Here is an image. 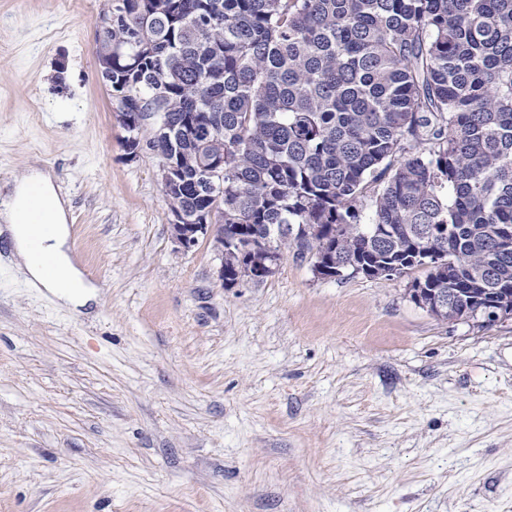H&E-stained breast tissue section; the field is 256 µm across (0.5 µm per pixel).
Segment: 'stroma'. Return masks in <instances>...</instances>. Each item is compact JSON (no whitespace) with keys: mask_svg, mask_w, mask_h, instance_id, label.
<instances>
[{"mask_svg":"<svg viewBox=\"0 0 512 512\" xmlns=\"http://www.w3.org/2000/svg\"><path fill=\"white\" fill-rule=\"evenodd\" d=\"M104 0H0V181L51 167L89 313L0 241V512H512V319L288 248L223 286L101 79Z\"/></svg>","mask_w":512,"mask_h":512,"instance_id":"obj_1","label":"stroma"}]
</instances>
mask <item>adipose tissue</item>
<instances>
[{"mask_svg": "<svg viewBox=\"0 0 512 512\" xmlns=\"http://www.w3.org/2000/svg\"><path fill=\"white\" fill-rule=\"evenodd\" d=\"M35 198L52 226L45 236L38 234L33 223ZM69 211L70 203L56 186L54 173L44 167L30 168L0 196V235L10 247L14 266L30 285L46 289L60 305L78 309L98 302L101 287L86 276L72 248Z\"/></svg>", "mask_w": 512, "mask_h": 512, "instance_id": "adipose-tissue-1", "label": "adipose tissue"}]
</instances>
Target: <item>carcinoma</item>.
<instances>
[{"label": "carcinoma", "instance_id": "carcinoma-1", "mask_svg": "<svg viewBox=\"0 0 512 512\" xmlns=\"http://www.w3.org/2000/svg\"><path fill=\"white\" fill-rule=\"evenodd\" d=\"M96 25L126 125L179 169L170 205L231 234L224 277L317 226L323 276L422 267L512 307V0H106Z\"/></svg>", "mask_w": 512, "mask_h": 512}]
</instances>
